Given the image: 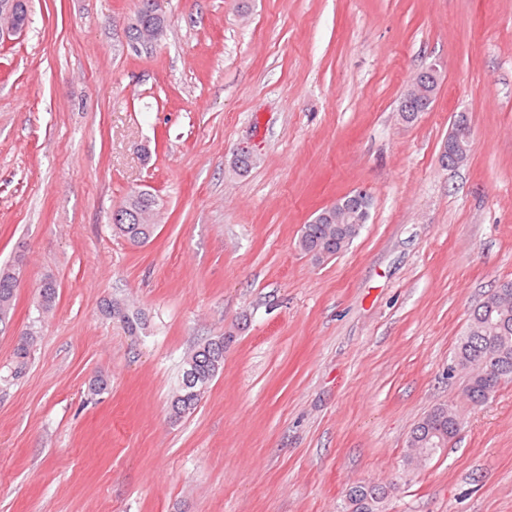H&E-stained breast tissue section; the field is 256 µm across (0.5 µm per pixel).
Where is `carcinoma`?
I'll list each match as a JSON object with an SVG mask.
<instances>
[{
  "instance_id": "obj_1",
  "label": "carcinoma",
  "mask_w": 512,
  "mask_h": 512,
  "mask_svg": "<svg viewBox=\"0 0 512 512\" xmlns=\"http://www.w3.org/2000/svg\"><path fill=\"white\" fill-rule=\"evenodd\" d=\"M158 19L140 6H135L134 21L127 28V37L135 44L142 30ZM406 111L399 113L405 123L415 122L428 109L425 97L400 99ZM472 145V132L465 113L455 116L448 134V153L440 155L441 165L456 164L455 148ZM256 164V158L247 149L234 154L233 171L245 175ZM371 197L364 191H353L320 210L303 225L298 240L299 248L316 259H327L344 250L360 235L367 223ZM158 200L148 190L132 191L112 211L113 232L133 245H144L154 236ZM23 260L0 268V321L10 313L19 288ZM57 299V283L44 278L37 286V307L41 312L51 310ZM102 311L119 316L135 332L143 328L141 317L129 314L121 299L112 298L102 303ZM35 333L20 337L14 348L16 371H22L31 355ZM460 369L468 371L464 392L474 407L482 405L504 382L512 381V281H505L492 289L471 312L465 334L460 338L453 366L448 373ZM224 371V337L209 339L187 354L183 361L182 379L170 400L172 417L181 418L197 407L212 381ZM459 415L448 405L433 407L413 427L406 454L407 466L413 467L435 456L448 447L460 429ZM386 490L371 484H359L347 494L349 512H382L381 503Z\"/></svg>"
}]
</instances>
